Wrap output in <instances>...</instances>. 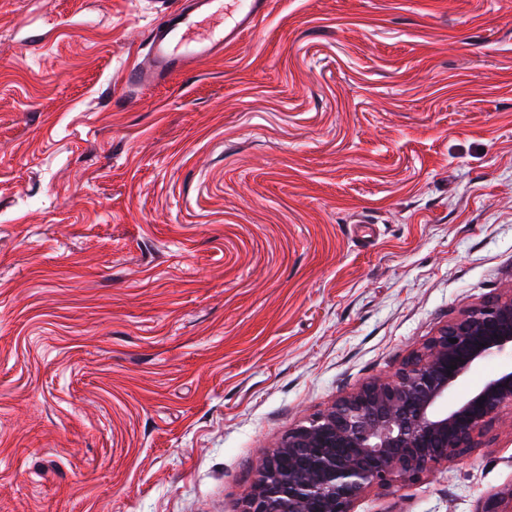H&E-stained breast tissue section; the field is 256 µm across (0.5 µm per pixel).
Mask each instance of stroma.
Instances as JSON below:
<instances>
[{
    "label": "stroma",
    "mask_w": 512,
    "mask_h": 512,
    "mask_svg": "<svg viewBox=\"0 0 512 512\" xmlns=\"http://www.w3.org/2000/svg\"><path fill=\"white\" fill-rule=\"evenodd\" d=\"M0 0V512H240L288 429L512 289V0ZM512 489V411L355 512ZM270 0H181L146 32L147 53L129 79L150 87L210 59L251 32L269 14Z\"/></svg>",
    "instance_id": "stroma-1"
}]
</instances>
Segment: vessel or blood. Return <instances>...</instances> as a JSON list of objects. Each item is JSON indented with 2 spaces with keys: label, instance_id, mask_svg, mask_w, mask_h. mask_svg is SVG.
<instances>
[{
  "label": "vessel or blood",
  "instance_id": "obj_1",
  "mask_svg": "<svg viewBox=\"0 0 512 512\" xmlns=\"http://www.w3.org/2000/svg\"><path fill=\"white\" fill-rule=\"evenodd\" d=\"M271 0H180L146 32L147 53L130 71L141 87L167 81L175 72L220 54L269 14Z\"/></svg>",
  "mask_w": 512,
  "mask_h": 512
}]
</instances>
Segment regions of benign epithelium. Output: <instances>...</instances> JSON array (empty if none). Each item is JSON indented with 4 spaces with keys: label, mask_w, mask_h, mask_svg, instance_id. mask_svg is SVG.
Here are the masks:
<instances>
[{
    "label": "benign epithelium",
    "mask_w": 512,
    "mask_h": 512,
    "mask_svg": "<svg viewBox=\"0 0 512 512\" xmlns=\"http://www.w3.org/2000/svg\"><path fill=\"white\" fill-rule=\"evenodd\" d=\"M512 349V291L465 310L392 377L342 396L288 430L255 463L241 512H354L372 488L402 486L475 447L512 410V364L457 398L484 362ZM478 512H512V491Z\"/></svg>",
    "instance_id": "1"
}]
</instances>
